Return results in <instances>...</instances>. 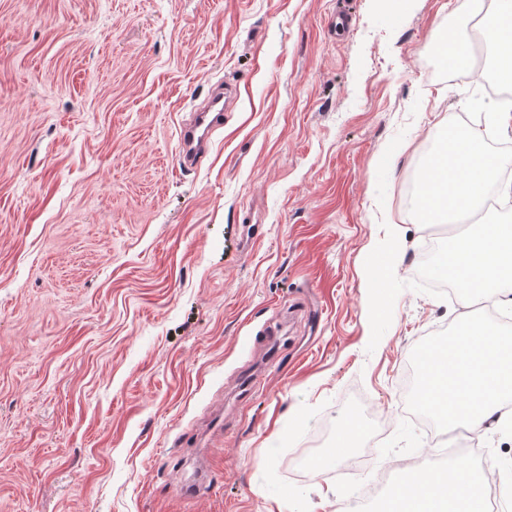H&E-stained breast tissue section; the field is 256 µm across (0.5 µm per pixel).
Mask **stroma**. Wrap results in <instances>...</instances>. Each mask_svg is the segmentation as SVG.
Wrapping results in <instances>:
<instances>
[{"instance_id": "obj_1", "label": "stroma", "mask_w": 512, "mask_h": 512, "mask_svg": "<svg viewBox=\"0 0 512 512\" xmlns=\"http://www.w3.org/2000/svg\"><path fill=\"white\" fill-rule=\"evenodd\" d=\"M459 5L352 0L341 28L338 0H0V512H337L442 455L401 367L474 307L403 290L368 350L364 263L394 229L412 280L405 185L500 80L432 69ZM217 82L238 100L180 171ZM356 391L389 430L352 470ZM362 432L361 424L356 420H347L343 433L336 439V446L331 452L333 457H341L351 450L354 440Z\"/></svg>"}]
</instances>
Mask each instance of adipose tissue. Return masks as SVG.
Here are the masks:
<instances>
[{
  "mask_svg": "<svg viewBox=\"0 0 512 512\" xmlns=\"http://www.w3.org/2000/svg\"><path fill=\"white\" fill-rule=\"evenodd\" d=\"M460 9L469 17L484 15L483 37L496 55L502 78L511 81L512 0H494L490 11L485 0H462ZM507 162V157L487 151L481 131L449 134L445 148L424 160L420 211L425 221H457L482 209L491 191L511 194L512 184L500 180ZM490 491L488 481L469 465L434 468L412 474L407 484L398 486L387 512H483Z\"/></svg>",
  "mask_w": 512,
  "mask_h": 512,
  "instance_id": "ef3b65f1",
  "label": "adipose tissue"
}]
</instances>
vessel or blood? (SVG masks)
Wrapping results in <instances>:
<instances>
[{
	"label": "vessel or blood",
	"instance_id": "obj_1",
	"mask_svg": "<svg viewBox=\"0 0 512 512\" xmlns=\"http://www.w3.org/2000/svg\"><path fill=\"white\" fill-rule=\"evenodd\" d=\"M226 89L215 86L207 101L197 107L179 128L178 165L181 170L196 167L206 155L212 135L224 125Z\"/></svg>",
	"mask_w": 512,
	"mask_h": 512
}]
</instances>
